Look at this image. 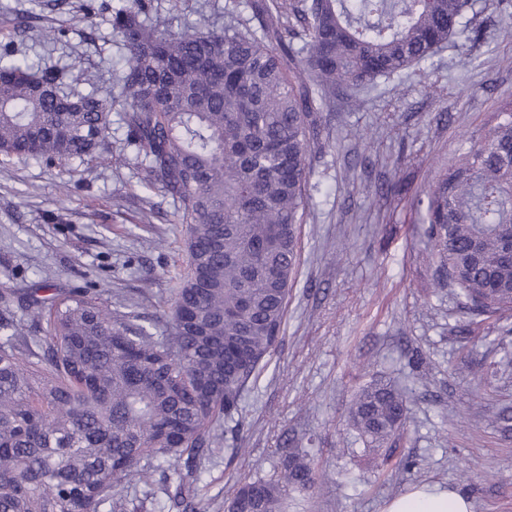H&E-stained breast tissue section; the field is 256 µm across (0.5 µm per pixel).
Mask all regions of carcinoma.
Listing matches in <instances>:
<instances>
[{
	"mask_svg": "<svg viewBox=\"0 0 512 512\" xmlns=\"http://www.w3.org/2000/svg\"><path fill=\"white\" fill-rule=\"evenodd\" d=\"M256 29L173 30L147 0H117L108 24L125 50L118 96L78 91L76 62L41 66L0 50V158L47 165L109 149L112 110L146 165L144 188L177 205L187 268L170 332L93 303L58 299L48 280L18 298L46 335L0 323V512H149L122 494L152 485L171 460L174 508L192 507L204 460L220 453L250 379L279 343L297 262V224L309 203L311 145L323 112L379 76L418 64L466 22L468 0H251ZM422 234L440 278L484 323L512 312V99L483 140L440 169ZM406 393L375 380L350 422L369 448L395 440ZM313 480L309 454L290 448L278 477L241 484L234 512H286Z\"/></svg>",
	"mask_w": 512,
	"mask_h": 512,
	"instance_id": "cac0c4a2",
	"label": "carcinoma"
}]
</instances>
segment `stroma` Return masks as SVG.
<instances>
[{
  "label": "stroma",
  "instance_id": "stroma-1",
  "mask_svg": "<svg viewBox=\"0 0 512 512\" xmlns=\"http://www.w3.org/2000/svg\"><path fill=\"white\" fill-rule=\"evenodd\" d=\"M82 2L50 10L0 0V47L47 65L78 53V90L116 91L123 48L107 24L84 21ZM247 3L151 5L180 29L203 14L217 28L248 23ZM29 9L23 39L13 18ZM474 9L480 37L456 34L424 62L325 110L284 334L240 408L241 454L204 466L206 512H224L240 481L277 475L283 448L307 449L314 466L287 512H384L423 484L466 495L474 512H512V317L471 326L455 290L439 287L417 231L416 203L438 169L480 141L512 98V14L496 0H474ZM49 30L59 42L42 39ZM111 153L52 166L0 160V295L46 278L58 293L87 289L98 305L134 312L161 334L187 264L186 227L170 197L144 189L145 166L118 111ZM379 376L406 390L410 408L403 435L380 455L347 422L357 391Z\"/></svg>",
  "mask_w": 512,
  "mask_h": 512
}]
</instances>
